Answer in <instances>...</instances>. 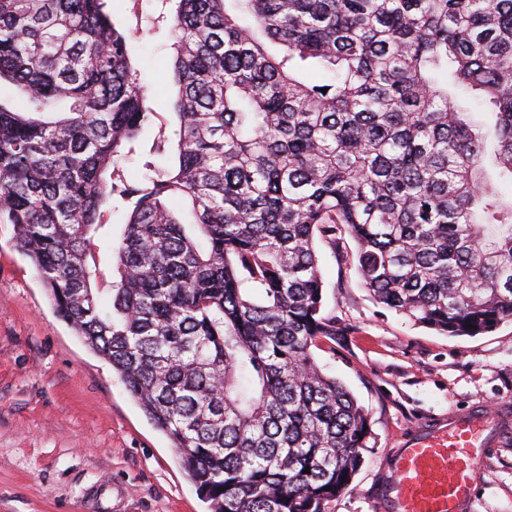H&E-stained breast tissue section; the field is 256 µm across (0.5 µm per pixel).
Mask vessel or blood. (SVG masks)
<instances>
[{"instance_id": "obj_1", "label": "vessel or blood", "mask_w": 512, "mask_h": 512, "mask_svg": "<svg viewBox=\"0 0 512 512\" xmlns=\"http://www.w3.org/2000/svg\"><path fill=\"white\" fill-rule=\"evenodd\" d=\"M512 418L499 409L449 415L448 423L411 435L393 462L384 512H464L484 447Z\"/></svg>"}]
</instances>
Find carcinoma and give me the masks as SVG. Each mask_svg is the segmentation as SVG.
Returning <instances> with one entry per match:
<instances>
[{
  "instance_id": "cac0c4a2",
  "label": "carcinoma",
  "mask_w": 512,
  "mask_h": 512,
  "mask_svg": "<svg viewBox=\"0 0 512 512\" xmlns=\"http://www.w3.org/2000/svg\"><path fill=\"white\" fill-rule=\"evenodd\" d=\"M175 2L176 162L130 184L150 112L104 0H0V81L22 93L0 102V224L210 512H325L372 430L311 353L336 336L317 242L348 233L374 301L442 334L512 320V198L490 173L512 183V0ZM115 195L105 300L89 257ZM456 96L458 102L469 113V120L472 124L483 126L490 122V115L486 112L485 108L480 105L470 94L463 90H457Z\"/></svg>"
}]
</instances>
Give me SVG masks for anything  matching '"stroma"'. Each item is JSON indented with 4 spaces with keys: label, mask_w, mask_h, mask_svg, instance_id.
I'll use <instances>...</instances> for the list:
<instances>
[{
    "label": "stroma",
    "mask_w": 512,
    "mask_h": 512,
    "mask_svg": "<svg viewBox=\"0 0 512 512\" xmlns=\"http://www.w3.org/2000/svg\"><path fill=\"white\" fill-rule=\"evenodd\" d=\"M130 37V63L151 119L124 163L166 165L177 143L169 34L172 0H106ZM129 206L112 197L93 238L99 288H109ZM356 245H318L323 313L337 336L312 354L368 413L372 438L349 488L327 512H379L404 440L449 412L512 397V321L477 336H448L377 304L347 259ZM0 512H209L169 438L131 399L111 365L55 314L30 260L0 224ZM467 512H512V428L478 465Z\"/></svg>",
    "instance_id": "1"
}]
</instances>
